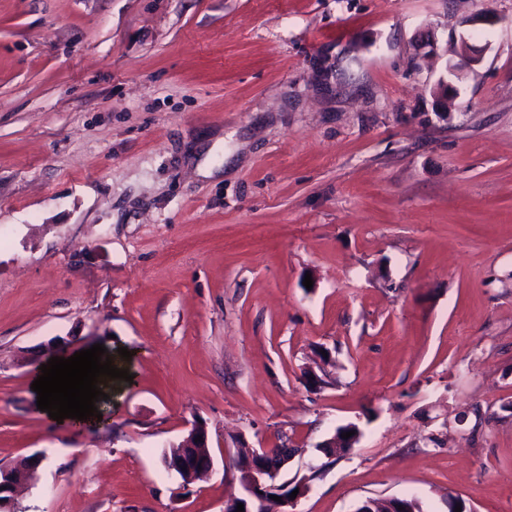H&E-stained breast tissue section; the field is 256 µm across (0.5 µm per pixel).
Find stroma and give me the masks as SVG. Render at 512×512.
Wrapping results in <instances>:
<instances>
[{
	"label": "stroma",
	"instance_id": "obj_1",
	"mask_svg": "<svg viewBox=\"0 0 512 512\" xmlns=\"http://www.w3.org/2000/svg\"><path fill=\"white\" fill-rule=\"evenodd\" d=\"M97 343L134 376L109 428L39 414L41 364ZM195 420L185 487L162 457ZM261 445L294 450L290 512H512V0H0L17 512H224ZM483 52L484 50L481 46L472 43L469 38L461 36L457 50L459 62L449 65V71L456 74L457 71H461L463 68H471L479 64L482 60ZM197 436H201V440L195 442ZM208 441L209 437L207 427L202 422L195 420L191 423L188 435L182 440L184 446L190 447L184 448L183 453L191 456H196L197 454L201 455L205 452V448H209ZM212 457L208 453V459L205 465H197L195 461H187L185 457L183 460H179L176 464L171 467H167L169 471H174L182 481V485H189L199 479L202 475L212 470ZM198 466H201V470H198ZM177 472H176V471ZM369 501L373 507L372 512H422L417 502L406 498H373ZM402 506V510H399Z\"/></svg>",
	"mask_w": 512,
	"mask_h": 512
}]
</instances>
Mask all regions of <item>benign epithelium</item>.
<instances>
[{
  "label": "benign epithelium",
  "mask_w": 512,
  "mask_h": 512,
  "mask_svg": "<svg viewBox=\"0 0 512 512\" xmlns=\"http://www.w3.org/2000/svg\"><path fill=\"white\" fill-rule=\"evenodd\" d=\"M457 56L459 62L449 65V71L453 74L464 68H471L479 64L483 57V48L472 43L469 38L462 36L458 45ZM208 430L205 424L193 421L188 435L183 439V445L190 448L208 447ZM249 459L255 461L252 469L239 477L246 495L242 497L231 496L224 500V512H236L237 504H247L248 498H253L261 505L265 512H288V507L294 505L290 497L278 490L276 483L270 481V477L277 475L281 466L288 460L287 448H267L261 446L248 453ZM212 459H207L206 464L198 466L194 461L185 459L178 461L169 470L177 472L182 484L189 485L202 475L212 470ZM26 466V471L36 469L37 463L33 457H24L12 464L0 465V512H16L14 498L16 492L24 486V478L18 476L17 469ZM278 496L281 501L271 499Z\"/></svg>",
  "instance_id": "7a95c632"
}]
</instances>
